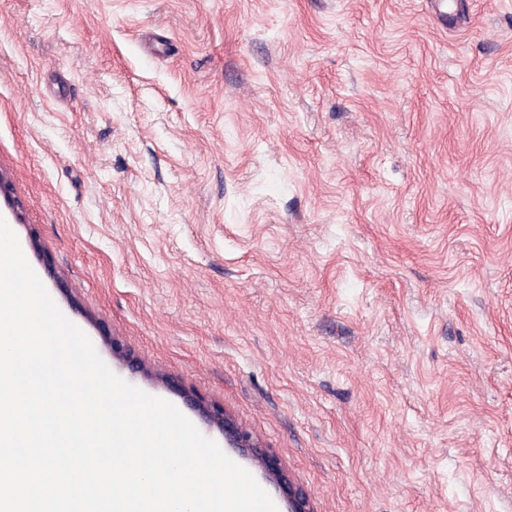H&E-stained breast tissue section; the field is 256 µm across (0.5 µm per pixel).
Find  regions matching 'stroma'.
Here are the masks:
<instances>
[{
  "mask_svg": "<svg viewBox=\"0 0 512 512\" xmlns=\"http://www.w3.org/2000/svg\"><path fill=\"white\" fill-rule=\"evenodd\" d=\"M0 171L63 314L277 512L186 391L315 512H512V0H0ZM188 401L192 406L202 410L206 418L224 432L234 448H241L265 470L271 480L282 488L288 498V512H314L310 495L304 490L295 487L281 462L246 429L239 426L236 421L216 405H207L194 395H189Z\"/></svg>",
  "mask_w": 512,
  "mask_h": 512,
  "instance_id": "35a3bbf8",
  "label": "stroma"
}]
</instances>
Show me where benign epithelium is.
<instances>
[{"label":"benign epithelium","mask_w":512,"mask_h":512,"mask_svg":"<svg viewBox=\"0 0 512 512\" xmlns=\"http://www.w3.org/2000/svg\"><path fill=\"white\" fill-rule=\"evenodd\" d=\"M188 401L192 406L202 410L206 418L224 432L234 447L247 452L254 462L265 470L271 480L282 488L288 498V512H314L310 495L304 490L294 486L281 462L246 429L239 426L236 421L215 405H208L194 395H189Z\"/></svg>","instance_id":"1"}]
</instances>
